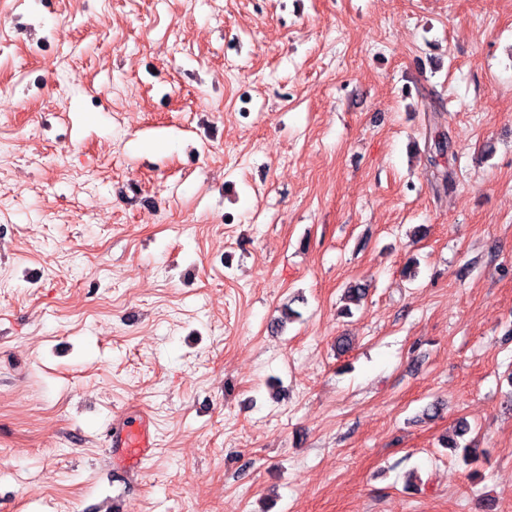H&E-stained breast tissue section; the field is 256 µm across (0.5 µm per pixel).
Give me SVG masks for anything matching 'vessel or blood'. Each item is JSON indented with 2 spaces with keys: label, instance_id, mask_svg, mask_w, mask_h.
Segmentation results:
<instances>
[{
  "label": "vessel or blood",
  "instance_id": "vessel-or-blood-1",
  "mask_svg": "<svg viewBox=\"0 0 512 512\" xmlns=\"http://www.w3.org/2000/svg\"><path fill=\"white\" fill-rule=\"evenodd\" d=\"M106 452L115 473L144 470L157 446L153 421L145 413H127L104 432Z\"/></svg>",
  "mask_w": 512,
  "mask_h": 512
}]
</instances>
